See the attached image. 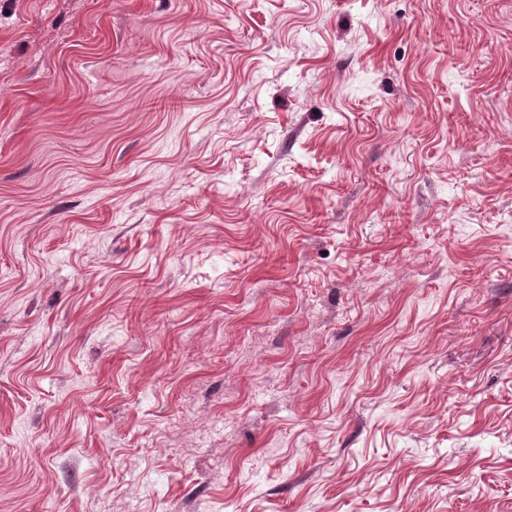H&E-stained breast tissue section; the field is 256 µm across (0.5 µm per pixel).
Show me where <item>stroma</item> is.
I'll list each match as a JSON object with an SVG mask.
<instances>
[{
    "label": "stroma",
    "mask_w": 512,
    "mask_h": 512,
    "mask_svg": "<svg viewBox=\"0 0 512 512\" xmlns=\"http://www.w3.org/2000/svg\"><path fill=\"white\" fill-rule=\"evenodd\" d=\"M0 512H512V0H0Z\"/></svg>",
    "instance_id": "35a3bbf8"
}]
</instances>
